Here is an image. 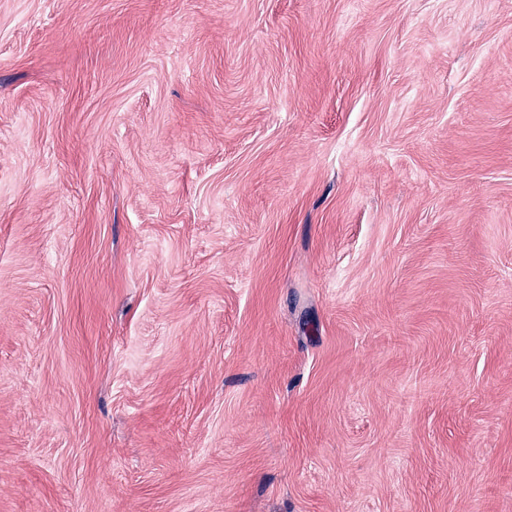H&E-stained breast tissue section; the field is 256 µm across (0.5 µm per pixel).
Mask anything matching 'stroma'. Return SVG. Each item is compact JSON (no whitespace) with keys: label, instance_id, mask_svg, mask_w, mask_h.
Returning <instances> with one entry per match:
<instances>
[{"label":"stroma","instance_id":"obj_1","mask_svg":"<svg viewBox=\"0 0 512 512\" xmlns=\"http://www.w3.org/2000/svg\"><path fill=\"white\" fill-rule=\"evenodd\" d=\"M0 512H512V0H0Z\"/></svg>","mask_w":512,"mask_h":512}]
</instances>
